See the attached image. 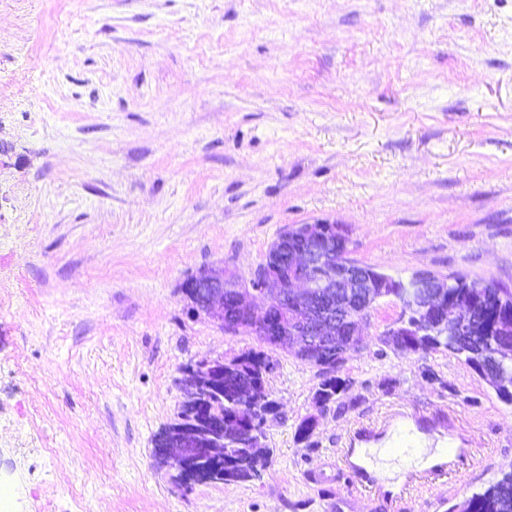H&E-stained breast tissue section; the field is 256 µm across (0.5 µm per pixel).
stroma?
<instances>
[{"label": "stroma", "mask_w": 512, "mask_h": 512, "mask_svg": "<svg viewBox=\"0 0 512 512\" xmlns=\"http://www.w3.org/2000/svg\"><path fill=\"white\" fill-rule=\"evenodd\" d=\"M318 222L393 277L512 288V0H0V512H461L512 472V404L383 344L391 298L323 413L277 352L259 479L188 491L157 457L181 368L261 347L183 281ZM399 413L468 459L391 501L341 457Z\"/></svg>", "instance_id": "stroma-1"}]
</instances>
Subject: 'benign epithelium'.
I'll return each instance as SVG.
<instances>
[{
	"label": "benign epithelium",
	"mask_w": 512,
	"mask_h": 512,
	"mask_svg": "<svg viewBox=\"0 0 512 512\" xmlns=\"http://www.w3.org/2000/svg\"><path fill=\"white\" fill-rule=\"evenodd\" d=\"M349 233L342 224H291L270 246L265 260L247 281L224 267L198 270L182 285L192 314L204 315L221 329H247L272 336L279 348L298 358L315 361L329 351L340 355L360 347V335L373 304L387 296V275L373 273L349 256ZM464 291L444 296L448 277L420 274L409 281L414 293L410 308L424 318L434 317L450 336L467 333L478 303L487 298L512 314V296L499 291L493 280L463 279ZM241 315L224 320L229 304ZM503 337L501 351L512 352V318L494 326ZM232 371L224 358L199 360L182 370V405L190 418L179 416L155 439L156 454L185 486L207 483L213 472L201 463L228 471L233 462L224 455V435L247 428L251 415L224 416L209 397L224 389V373Z\"/></svg>",
	"instance_id": "benign-epithelium-1"
}]
</instances>
